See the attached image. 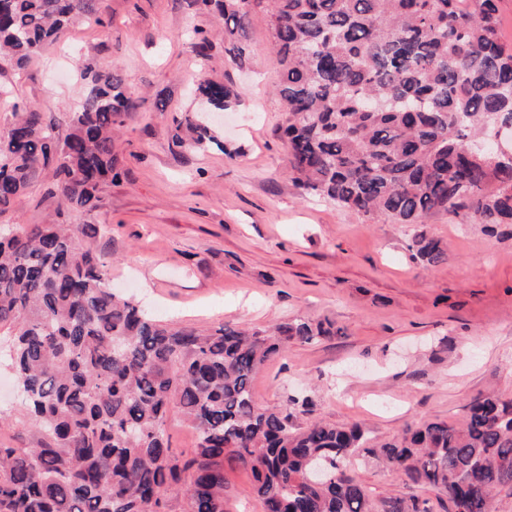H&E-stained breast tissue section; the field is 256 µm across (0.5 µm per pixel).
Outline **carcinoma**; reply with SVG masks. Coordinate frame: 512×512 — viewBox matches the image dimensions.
<instances>
[{
    "instance_id": "1",
    "label": "carcinoma",
    "mask_w": 512,
    "mask_h": 512,
    "mask_svg": "<svg viewBox=\"0 0 512 512\" xmlns=\"http://www.w3.org/2000/svg\"><path fill=\"white\" fill-rule=\"evenodd\" d=\"M100 2L0 0V61L21 69L75 24H104ZM194 5L224 20V54L241 68L251 15L267 17L301 193L370 221L452 215L512 227V160L474 148L512 124V45L501 40L497 0ZM212 38L193 30L199 59ZM81 77L88 90L63 117V137L33 105H14L0 128V338L33 425L30 447L0 445V512H224L233 465L251 472L264 512H428L415 498L371 499L344 470L360 451L446 497L451 512H496L498 488L512 486V397L481 395L460 423L426 422L370 447L361 425L325 422L307 398L283 413L253 392L267 361L336 335L335 322L199 330L113 291L110 261L81 243L100 225L63 216L100 207L102 185L119 176L114 136L136 105L116 69L88 62ZM196 93L212 111L240 101L237 88L211 79ZM176 128L192 148L217 143L193 113ZM45 171L55 217L12 221ZM408 249L426 267L448 261L423 231ZM175 414L197 436L188 453L171 448Z\"/></svg>"
}]
</instances>
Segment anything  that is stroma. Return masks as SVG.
<instances>
[{"label": "stroma", "mask_w": 512, "mask_h": 512, "mask_svg": "<svg viewBox=\"0 0 512 512\" xmlns=\"http://www.w3.org/2000/svg\"><path fill=\"white\" fill-rule=\"evenodd\" d=\"M104 25L77 26L23 69L0 73V125L15 102L62 117L85 94L86 61L119 69L139 108L114 140L121 176L102 204L73 224H104L92 244L112 262V286L164 319L266 329L296 318L335 321L336 336L289 346L254 376L264 407L290 410L310 397L316 415L364 424L379 441L423 422L461 420L475 397L512 396V232H488L432 216L428 235L448 247L447 264L412 260V231L375 223L333 202L303 197L276 132L279 62L264 15L250 23V60L238 68L215 46L200 63L189 44L199 26L193 0H103ZM235 83L241 102L215 126L217 145L177 144L174 119L199 112L198 73ZM44 176L14 207L22 224L48 220L56 203ZM31 425L16 378L0 368V444L28 447ZM374 499L416 497L429 512L446 499L368 458L349 467ZM250 472L226 471L224 512H262Z\"/></svg>", "instance_id": "1"}]
</instances>
